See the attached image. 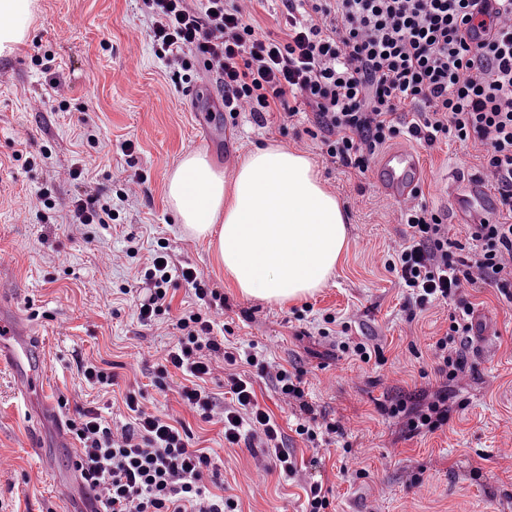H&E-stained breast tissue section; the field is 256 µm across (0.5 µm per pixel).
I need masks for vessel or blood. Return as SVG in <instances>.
Wrapping results in <instances>:
<instances>
[{"instance_id": "b4317fda", "label": "vessel or blood", "mask_w": 512, "mask_h": 512, "mask_svg": "<svg viewBox=\"0 0 512 512\" xmlns=\"http://www.w3.org/2000/svg\"><path fill=\"white\" fill-rule=\"evenodd\" d=\"M427 177V169L415 150L394 148L383 152L374 167L373 183L388 202L405 206L418 201L419 189ZM449 198L460 224L483 223L484 213L494 212L492 180L473 176L450 185ZM0 335L16 337L19 345L11 348L0 344V365L11 368L21 394L42 377L44 365L34 325L15 309L9 289H0Z\"/></svg>"}]
</instances>
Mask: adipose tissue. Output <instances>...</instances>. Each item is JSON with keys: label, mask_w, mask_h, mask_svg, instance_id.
<instances>
[{"label": "adipose tissue", "mask_w": 512, "mask_h": 512, "mask_svg": "<svg viewBox=\"0 0 512 512\" xmlns=\"http://www.w3.org/2000/svg\"><path fill=\"white\" fill-rule=\"evenodd\" d=\"M30 0H0V53L27 35ZM192 233L216 238L224 272L245 297L287 303L323 287L345 251L341 204L311 160L283 147L252 151L232 182L202 153L183 157L167 183Z\"/></svg>", "instance_id": "1"}]
</instances>
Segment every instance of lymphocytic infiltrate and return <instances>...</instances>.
Instances as JSON below:
<instances>
[{
    "mask_svg": "<svg viewBox=\"0 0 512 512\" xmlns=\"http://www.w3.org/2000/svg\"><path fill=\"white\" fill-rule=\"evenodd\" d=\"M280 34H258L253 0H141L156 56L190 80L196 65L215 73L224 90L229 118H254L279 111L291 124L310 110L325 155L334 164L363 173L387 142L406 136L431 148L446 140L480 142L482 169L494 182L501 209L512 213V0H499L506 23L488 37L472 30L474 0H282ZM132 186L116 196L74 199L70 221H113V200L128 199ZM409 228L384 261L412 309L437 301L454 304L445 336L435 343L440 377L465 373L470 304L464 290L492 283L512 303V224L479 225L471 247L452 239L442 216L420 202L401 208ZM149 295L136 306L145 326L168 323L165 362L189 380L183 406L204 421L221 419L224 441L265 448L280 474L297 464L283 435L257 400L252 384L237 374L224 381L234 404L216 414L217 404L201 382L217 362L245 361L268 377L284 403L299 402L306 419L296 432L317 444L319 431L339 433L336 423L319 424L304 401L303 374L271 367L253 353H240L215 336L224 298L202 274L159 254L143 272ZM186 284L198 301L173 313L172 292ZM142 391L126 393L128 422L115 425L98 408L77 409L67 422L78 443L75 469L94 491L101 512H235L232 499L213 493L220 472L203 449L193 447L182 421L145 408Z\"/></svg>",
    "mask_w": 512,
    "mask_h": 512,
    "instance_id": "lymphocytic-infiltrate-1",
    "label": "lymphocytic infiltrate"
}]
</instances>
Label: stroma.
Instances as JSON below:
<instances>
[{"label": "stroma", "mask_w": 512, "mask_h": 512, "mask_svg": "<svg viewBox=\"0 0 512 512\" xmlns=\"http://www.w3.org/2000/svg\"><path fill=\"white\" fill-rule=\"evenodd\" d=\"M150 21L139 0H33L25 41L0 56V253L9 258L0 282L32 318L45 350L43 392L18 394L14 376L0 367V512H68L84 495L72 467L46 472L34 441L53 446L59 421L76 407L110 405L122 420L123 396L139 388L149 409L180 417L199 447L208 449L238 512H304L307 482L330 490L335 512H512V304L496 287L467 289L472 310L484 312L493 334L468 354L469 372L445 381L436 371L434 343L448 330L453 306L434 303L409 317L405 292L384 268L406 227L371 177L331 163L319 140L307 135L311 116L281 130L249 113L224 118L215 73L198 68L180 81L157 58ZM53 62L41 71L38 54ZM66 82V100L50 97L52 78ZM134 145L125 155L123 143ZM276 144L309 157L328 191L341 202L348 246L334 277L301 301L280 305L241 297L218 260L216 246L194 238L171 210L168 178L187 154L205 153L232 179L224 156L245 160ZM485 148L454 140L421 148L430 170L420 198L454 224L458 241L470 231L454 223L444 192L446 173L479 174ZM80 167L84 179L56 178ZM140 178L135 197L118 203L109 227L67 221L72 199L119 190ZM49 188L54 209L37 197ZM165 245L173 263L204 274L224 296L232 341L268 361L303 371L306 399L327 421L339 422L345 443L312 448L295 432L298 407L282 403L268 378L245 371L261 406L279 424L297 462L293 477L267 471L263 449L224 445V426L208 423L178 403L185 383L170 371L162 386L154 372L169 342L165 324L141 325L135 296L141 270ZM133 249L114 265L112 254ZM350 322L348 334L321 336L325 315ZM381 345L386 362L364 363L342 352L344 337ZM92 362L117 375L109 389L91 385L78 370ZM448 393V423L437 430L422 418ZM67 399L57 419L38 422L43 399Z\"/></svg>", "instance_id": "stroma-1"}]
</instances>
